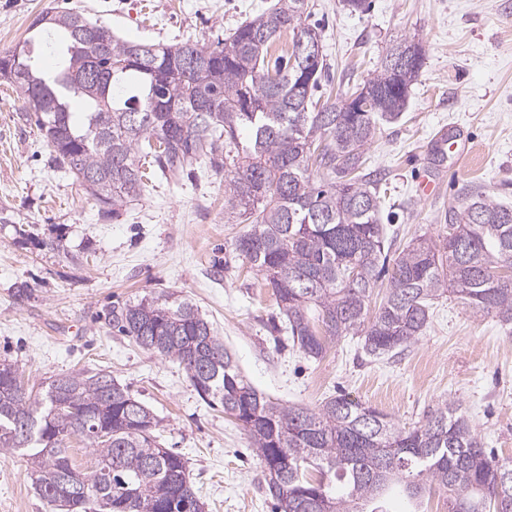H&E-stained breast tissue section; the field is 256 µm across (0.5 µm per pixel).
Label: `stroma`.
Returning a JSON list of instances; mask_svg holds the SVG:
<instances>
[{"instance_id": "1", "label": "stroma", "mask_w": 512, "mask_h": 512, "mask_svg": "<svg viewBox=\"0 0 512 512\" xmlns=\"http://www.w3.org/2000/svg\"><path fill=\"white\" fill-rule=\"evenodd\" d=\"M272 0H0V54L27 42L45 71L58 65L35 18L51 8L80 11L122 38L215 47ZM351 13L340 0H308L319 24L329 79L322 95L362 84L401 39L425 55L401 117L382 123L365 169L386 181L389 237L406 245L445 235L446 210L470 186L512 201V0H370ZM447 130L473 151L430 163L432 138ZM435 195L420 199V179ZM242 225L229 223L224 176L208 163L191 176L149 180L116 219L102 220L92 198L58 170L28 120L19 89L0 80V360L41 391L57 375L103 370L161 421L163 447L185 460L208 512H273L261 461L221 406L201 399L179 365L139 347L100 317L106 305L170 297L211 322L239 372L272 401L314 407L343 394L389 414L403 427L451 400L467 413L484 448L512 460V330L473 314L459 300L435 301L418 340L396 355H367L346 336L314 360L276 339L279 311L264 277L229 261ZM28 299L14 296L18 282ZM0 512H46L25 456L0 451Z\"/></svg>"}]
</instances>
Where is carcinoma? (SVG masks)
<instances>
[{
  "label": "carcinoma",
  "instance_id": "cac0c4a2",
  "mask_svg": "<svg viewBox=\"0 0 512 512\" xmlns=\"http://www.w3.org/2000/svg\"><path fill=\"white\" fill-rule=\"evenodd\" d=\"M307 0H277L239 25L219 49L138 43L82 13L42 12L35 22L61 61L50 78L24 48L0 56L57 165L96 202L101 219L140 196L144 168L180 176L204 157L224 173V207L249 221L233 254L272 289L292 345L318 359L329 343L360 336L370 355L395 352L423 333L448 292L476 315L512 325V203L479 191L445 212L448 234L400 252L375 315L369 303L392 248L380 222L381 181L365 173L380 122L401 116L422 65L380 62L363 85L369 110L341 98L315 100L324 59L301 80L289 66ZM291 45L269 66L282 34ZM84 106L77 119L70 100ZM108 325L143 349L177 362L198 395L246 431L277 512H389L385 491L447 495L448 512H512V460L482 448L454 401L412 428L344 395L315 408L283 405L246 382L198 309L176 300L118 304ZM160 420L112 375L61 374L42 392L0 383V450L26 456L48 512H167L176 493L204 512L181 455L158 442ZM80 437L94 465L76 468L67 441ZM87 489L71 508L69 493Z\"/></svg>",
  "mask_w": 512,
  "mask_h": 512
}]
</instances>
